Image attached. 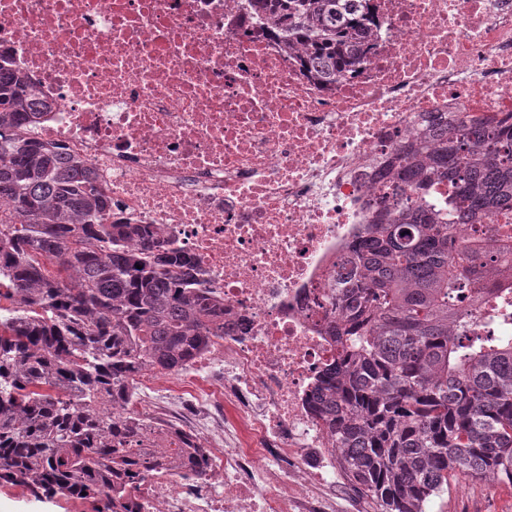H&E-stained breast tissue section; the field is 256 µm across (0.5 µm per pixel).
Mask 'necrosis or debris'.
Instances as JSON below:
<instances>
[{"mask_svg":"<svg viewBox=\"0 0 512 512\" xmlns=\"http://www.w3.org/2000/svg\"><path fill=\"white\" fill-rule=\"evenodd\" d=\"M254 0H0V57L40 99L24 135L83 160L111 222L147 224L192 255L224 305V335L196 361L210 432L202 478L156 466L139 512H366L308 398L336 345L338 276L368 225L406 215L381 179L425 144L427 117L512 116V0H371L363 61L307 72ZM459 244L512 236L479 213ZM512 288V258L460 309Z\"/></svg>","mask_w":512,"mask_h":512,"instance_id":"1","label":"necrosis or debris"}]
</instances>
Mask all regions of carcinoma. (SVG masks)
Wrapping results in <instances>:
<instances>
[{"label": "carcinoma", "mask_w": 512, "mask_h": 512, "mask_svg": "<svg viewBox=\"0 0 512 512\" xmlns=\"http://www.w3.org/2000/svg\"><path fill=\"white\" fill-rule=\"evenodd\" d=\"M308 69L334 79L362 61L367 0H255ZM41 112L26 80L0 60V480L37 495L98 497L103 512H133L131 495L167 459L202 476L192 437L126 410L137 377L177 374L224 335L218 301L194 287L196 261L144 224H106L110 199L82 160L19 131ZM429 159L404 155L399 180L418 199L402 224H371L339 276L336 362L312 397L343 475L374 512H425L460 476L512 485V335L457 303L512 240L457 247L451 225L483 209H512V123L430 127ZM453 184L448 212L430 197ZM177 439L170 450L158 441Z\"/></svg>", "instance_id": "cac0c4a2"}]
</instances>
